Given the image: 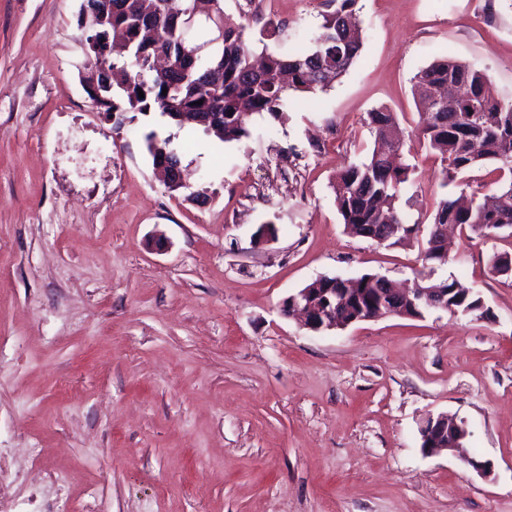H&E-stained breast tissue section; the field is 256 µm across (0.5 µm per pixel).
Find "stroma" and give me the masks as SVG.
I'll list each match as a JSON object with an SVG mask.
<instances>
[{"label":"stroma","mask_w":512,"mask_h":512,"mask_svg":"<svg viewBox=\"0 0 512 512\" xmlns=\"http://www.w3.org/2000/svg\"><path fill=\"white\" fill-rule=\"evenodd\" d=\"M81 0H0V512H512V238L349 234L337 172L394 112L417 165L410 220L491 192L415 135L416 73L448 57L512 98V0H358L363 45L326 90L223 142L160 112L106 114L83 81ZM255 50L309 46L333 0H224ZM283 35L261 38L266 23ZM188 173L172 192L146 137ZM277 228L258 243L262 224ZM164 234V249L150 248ZM456 278L485 315L431 310L314 332L285 298L321 276ZM468 456L425 455L428 416ZM147 141H148L147 147H148L149 153L152 155L153 165L160 173L162 181L165 184V186L167 187V189L172 192H177V191H180L181 189H184L185 186H181L178 189H176L169 184L168 180H173V177L171 176V168L170 167L164 168L163 171H160L158 169L159 166L163 164L162 160H163L164 155L167 156L168 160H170V161L173 160L174 163H180V159H179L177 152L174 151L173 149L169 148L168 140L164 139V140L158 142L156 140V136L154 134H152L147 138ZM421 449L426 455H437L444 451L454 454L462 448V442L468 435L464 421L449 418L448 414L427 417L419 429Z\"/></svg>","instance_id":"1"}]
</instances>
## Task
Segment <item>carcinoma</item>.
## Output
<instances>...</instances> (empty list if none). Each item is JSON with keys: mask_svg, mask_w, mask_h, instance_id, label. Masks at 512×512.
Instances as JSON below:
<instances>
[{"mask_svg": "<svg viewBox=\"0 0 512 512\" xmlns=\"http://www.w3.org/2000/svg\"><path fill=\"white\" fill-rule=\"evenodd\" d=\"M222 2L201 0L210 15L202 27L182 39L173 33L172 19L185 0H83L79 16L86 47L83 80L106 85L112 103L105 112L157 109L171 119L184 113L185 124L199 126L224 142L240 141L250 137L248 116L283 119L289 93L327 88L347 73L360 50L356 0H334L336 9L323 16L311 46L288 55L269 52L257 64L245 38L246 25L224 22ZM103 30L112 31L108 53L97 50L94 41ZM215 39L220 40L215 54L207 58L193 54L196 46ZM163 56L170 65L160 69L156 62ZM129 66L137 74L114 82L116 73ZM451 83L465 85L464 93L452 101L447 95ZM414 95L425 107L417 136L448 163V170L458 173L494 163L499 172L498 187L473 196L469 206L448 199L439 203L426 229L423 260L444 264L448 239L439 233V225L468 229L485 239L512 228V100L500 98L480 71L448 58L415 75ZM368 119L374 148L367 160L353 162L336 174L334 200L351 233L365 237L373 225L380 245L391 248L418 239L419 222H410L400 207L401 191L413 182L415 167L402 161L397 116L379 108L368 113ZM147 141L154 166L162 165L165 158L180 162L167 140L159 142L152 134ZM418 284L456 288L467 296L465 304H454L456 310L485 314L481 296L458 279L421 277ZM356 287L387 288L389 280L364 274L356 279Z\"/></svg>", "mask_w": 512, "mask_h": 512, "instance_id": "obj_1", "label": "carcinoma"}]
</instances>
